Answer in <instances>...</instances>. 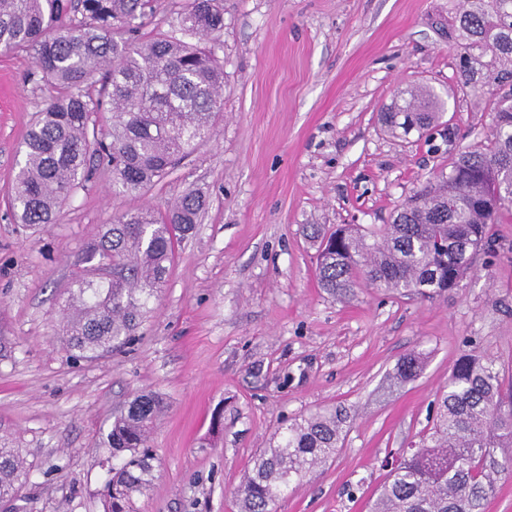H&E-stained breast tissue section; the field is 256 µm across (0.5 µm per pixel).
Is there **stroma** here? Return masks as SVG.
<instances>
[{"mask_svg":"<svg viewBox=\"0 0 512 512\" xmlns=\"http://www.w3.org/2000/svg\"><path fill=\"white\" fill-rule=\"evenodd\" d=\"M461 0H224V112L211 136L143 195L93 176L40 232L17 224L10 190L39 104L56 91L25 55L0 53V441L31 475L13 512H104L119 458L115 415L155 392L153 480L137 512H239L236 491L275 432L342 406V446L277 512H369L385 460L419 447L461 355L512 363V219L493 230L458 288L434 298L320 288L309 224L391 223L445 169L441 137L397 138L380 114L432 86L458 129L483 141L493 92L460 89L448 24ZM208 206L176 249L168 283L124 348L75 359L58 334L77 276L98 279L90 245L123 214L165 212L187 190ZM418 352V375L399 361Z\"/></svg>","mask_w":512,"mask_h":512,"instance_id":"obj_1","label":"stroma"}]
</instances>
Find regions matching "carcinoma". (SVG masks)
<instances>
[{
    "label": "carcinoma",
    "instance_id": "carcinoma-1",
    "mask_svg": "<svg viewBox=\"0 0 512 512\" xmlns=\"http://www.w3.org/2000/svg\"><path fill=\"white\" fill-rule=\"evenodd\" d=\"M151 0H0V49L24 52L58 95L34 113L11 205L22 224H54L86 182L91 162L112 168V192L141 195L167 177L212 131L224 111V65L216 34L223 0H183L180 26L146 31ZM462 45L459 85L491 82L490 134L448 152L440 172L380 230L310 225L318 281L348 297L361 282L400 296L430 297L459 286L481 251H496L492 225L512 217V0H464L450 25ZM98 86L97 96L89 87ZM381 115L392 134L428 136L444 102L428 86ZM111 105L110 131L97 127ZM208 199L190 190L163 214L149 209L109 225L89 258L112 270L107 284L78 277L61 335L76 358H94L128 342L149 301L167 282L176 246L193 230ZM163 409L155 393L134 397L112 423L107 443L123 453L112 470L107 512H128L152 481L146 443ZM345 408L316 412L277 433L237 490L240 512H275L289 485L336 456ZM512 474V378L474 352L455 364L438 398L426 443L396 466L371 512H485L496 477ZM29 479L18 448L0 446V502L14 501Z\"/></svg>",
    "mask_w": 512,
    "mask_h": 512
}]
</instances>
